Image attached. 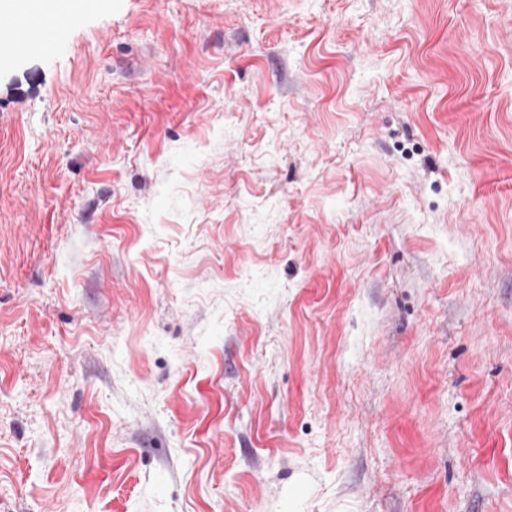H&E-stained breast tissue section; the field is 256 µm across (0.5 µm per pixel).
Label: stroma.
<instances>
[{
  "label": "stroma",
  "mask_w": 512,
  "mask_h": 512,
  "mask_svg": "<svg viewBox=\"0 0 512 512\" xmlns=\"http://www.w3.org/2000/svg\"><path fill=\"white\" fill-rule=\"evenodd\" d=\"M0 57V512H512V0H102Z\"/></svg>",
  "instance_id": "35a3bbf8"
}]
</instances>
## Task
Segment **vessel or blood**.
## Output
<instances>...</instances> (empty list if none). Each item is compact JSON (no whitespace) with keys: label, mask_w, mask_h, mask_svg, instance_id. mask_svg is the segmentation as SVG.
Wrapping results in <instances>:
<instances>
[{"label":"vessel or blood","mask_w":512,"mask_h":512,"mask_svg":"<svg viewBox=\"0 0 512 512\" xmlns=\"http://www.w3.org/2000/svg\"><path fill=\"white\" fill-rule=\"evenodd\" d=\"M71 18L68 0H59L52 13H45L39 8H31L26 14L25 23H18L10 15L0 16V52H12L27 47L28 31H37L43 49L56 48V32L65 26Z\"/></svg>","instance_id":"b4317fda"}]
</instances>
